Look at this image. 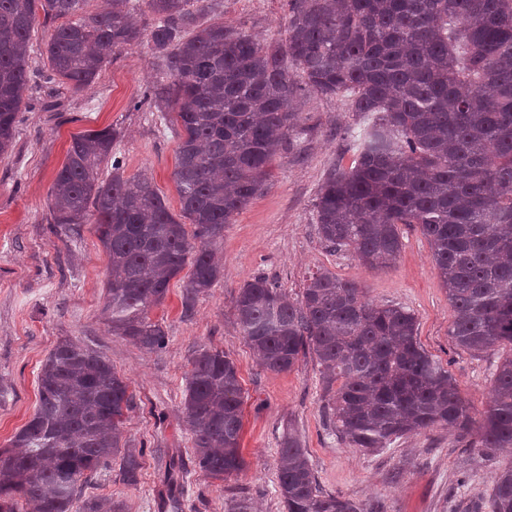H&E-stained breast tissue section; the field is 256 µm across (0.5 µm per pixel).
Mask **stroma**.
Wrapping results in <instances>:
<instances>
[{"instance_id": "35a3bbf8", "label": "stroma", "mask_w": 512, "mask_h": 512, "mask_svg": "<svg viewBox=\"0 0 512 512\" xmlns=\"http://www.w3.org/2000/svg\"><path fill=\"white\" fill-rule=\"evenodd\" d=\"M198 23H222L267 41L286 38L284 0H211ZM54 28L43 20L31 34L30 81L18 114L12 150L0 155V448L31 418L38 402L41 364L58 340L69 338L103 352L127 378L135 395L123 429L142 450L136 484L118 470L101 473L85 489L109 496L124 512H158L168 454H179L186 477L179 512H227L231 499L250 512H284L276 492L278 444L294 429L321 487L382 512H471L512 457H483L470 438L433 429L396 439L369 452L332 435L322 409L323 386L313 353L291 370L264 369L235 315L240 288L261 274L290 297L308 276L327 269L355 282L377 304L400 305L417 317V338L448 369L475 417L485 412L494 372L512 348L479 355L455 346L453 311L418 227L401 226L403 247L395 263L372 270L350 251H331L319 240L314 202L332 168H349L353 153L342 137L358 121L337 97L301 92L293 106L300 131L290 150L276 157L265 191L224 230V277L193 302L185 300L189 270L171 282L164 302L149 311L168 342L148 350L112 332L101 314L108 258L92 225L65 235L54 226L49 191L73 135L111 128L125 176L149 177L172 213L180 205L173 178L178 129L156 121L142 100L168 81L165 56L145 43L116 52L87 89L47 82L46 42ZM207 347L231 358L244 392L243 470L215 480L194 463L192 434L183 413L186 376L194 351Z\"/></svg>"}]
</instances>
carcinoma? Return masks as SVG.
<instances>
[{
	"instance_id": "obj_1",
	"label": "carcinoma",
	"mask_w": 512,
	"mask_h": 512,
	"mask_svg": "<svg viewBox=\"0 0 512 512\" xmlns=\"http://www.w3.org/2000/svg\"><path fill=\"white\" fill-rule=\"evenodd\" d=\"M193 0H0V154L14 140L29 82L31 32L62 20L47 42L46 80L92 84L115 52L143 40L168 58L170 81L152 89L160 120L176 112L182 134L173 173L186 224L151 179L126 177L110 129L72 137L57 171L55 224L93 225L109 265L103 312L112 330L146 349L165 345L151 307L191 265L186 299L224 277L216 246L224 227L261 194L270 167L291 146L301 91L344 98L363 127L345 129L354 159L331 170L317 194L321 242L351 250L372 269L402 249L399 225H416L453 311L456 346L472 354L512 346V0H286L284 44L222 23L194 27ZM148 10L149 29L134 18ZM111 171L101 177V167ZM237 320L260 364L291 369L310 351L321 368L322 409L349 448L379 451L433 428L478 429L482 453L512 452V356L497 365L482 422L451 374L422 348L417 317L364 299L327 269L291 299L262 275L246 282ZM30 420L0 449V512H123L84 487L121 457L122 481L137 482L140 455L121 450L129 383L102 352L62 340L38 375ZM243 390L224 352H194L184 413L195 464L224 479L244 467ZM284 512H378L324 491L293 430L278 448ZM491 512H512V467L488 493Z\"/></svg>"
}]
</instances>
